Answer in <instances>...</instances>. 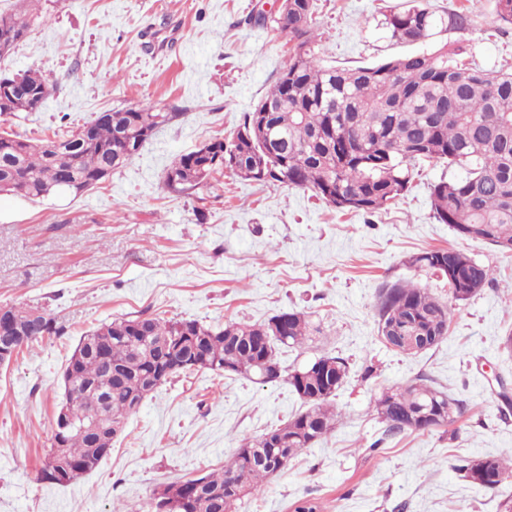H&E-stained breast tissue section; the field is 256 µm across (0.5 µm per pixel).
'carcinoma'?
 I'll return each mask as SVG.
<instances>
[{"mask_svg": "<svg viewBox=\"0 0 512 512\" xmlns=\"http://www.w3.org/2000/svg\"><path fill=\"white\" fill-rule=\"evenodd\" d=\"M314 0H291L288 11L256 21L271 23L292 45L288 65L267 94L242 116L231 140L215 138L183 154L167 168L165 188L180 193L205 186L224 170L259 184H285L309 190L342 211L372 214L409 190L416 165L435 161L463 173L431 186L435 218L456 232L467 227L503 250L512 251V70L472 66L459 47L443 44L431 52L409 53L369 66L323 63L313 29ZM495 21L512 26V0H495ZM36 16L21 8L0 14V26L20 41ZM439 19L428 8L410 4L383 14L390 39H427ZM51 89L42 74L29 70L0 77V115L37 112ZM179 113L149 102L101 112L77 130L58 129L33 141L0 134V192L42 199L53 192L94 189L126 167L154 133ZM410 264L448 283L451 299L467 300L495 282L494 270L455 249L414 255ZM11 324L0 328V344L15 330L26 331L31 347L62 328L38 309L9 307ZM380 335L390 329L405 354L437 346L447 336L451 304L427 289L397 282L378 294ZM319 328L305 314L284 311L259 324L227 323L213 330L197 321L160 318L114 319L82 336L68 364L64 385L67 410L78 425L104 416L119 426L150 396L148 377L159 366L160 348L168 356H190L189 337L202 338L207 362L171 372H224L257 383L283 381L306 404L283 426L255 441L243 440L230 464L198 477L201 492L176 484L162 491L166 512H215L212 494L224 491L229 477L244 479L245 493L259 494L264 481L285 468L315 434L336 423L332 398L348 374L340 356L323 354L287 372L277 357L280 346L301 347ZM110 401L100 403L103 392ZM375 411L391 432L424 431L452 423L463 404L418 379L394 386L374 400ZM113 431L100 435L74 430L51 446L41 471L64 460L59 485L95 471L112 447ZM485 479L473 475V460L459 466L464 477L486 490L512 476V450L484 457Z\"/></svg>", "mask_w": 512, "mask_h": 512, "instance_id": "obj_1", "label": "carcinoma"}]
</instances>
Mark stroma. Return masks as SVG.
<instances>
[{
    "instance_id": "stroma-1",
    "label": "stroma",
    "mask_w": 512,
    "mask_h": 512,
    "mask_svg": "<svg viewBox=\"0 0 512 512\" xmlns=\"http://www.w3.org/2000/svg\"><path fill=\"white\" fill-rule=\"evenodd\" d=\"M442 22L425 41H392L386 7L407 0H316L318 50L340 66L370 65L445 44L478 67L512 66V29L494 0H423ZM41 17L0 75L41 70L53 91L41 111L0 115V132L44 139L96 113L142 101L178 112L139 154L92 191L31 201L0 194V307L36 308L63 329L0 369V512H151L157 490L229 463L302 410L285 382L256 384L208 370L166 382L132 413L98 470L60 487L38 471L53 442L63 370L81 336L116 318L194 320L217 328L287 310L311 315L321 336L282 348L283 369L321 353L349 373L333 403L335 429L270 477L236 512H504L512 477L495 490L459 470L512 448V332L505 298L512 252L439 223L430 189L447 171L422 165L388 209L342 212L311 191L260 185L232 172L200 196L173 195L165 170L215 137H231L288 62V39L256 23L276 0H39ZM470 13L471 26L450 18ZM175 25L163 53L141 47L146 26ZM460 250L496 284L454 304L438 346L405 355L378 332L379 289L408 281L440 299L448 286L408 266L432 249ZM421 378L464 403L455 424L391 434L373 409L383 390Z\"/></svg>"
}]
</instances>
